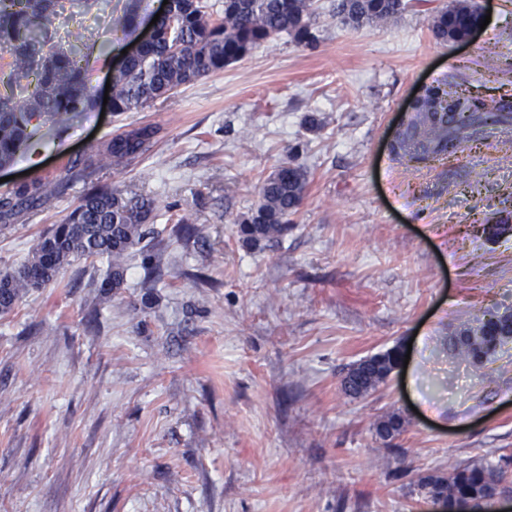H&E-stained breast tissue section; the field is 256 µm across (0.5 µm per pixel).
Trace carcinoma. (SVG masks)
I'll list each match as a JSON object with an SVG mask.
<instances>
[{
  "instance_id": "1",
  "label": "carcinoma",
  "mask_w": 512,
  "mask_h": 512,
  "mask_svg": "<svg viewBox=\"0 0 512 512\" xmlns=\"http://www.w3.org/2000/svg\"><path fill=\"white\" fill-rule=\"evenodd\" d=\"M56 0H0V51L11 57L9 93L0 94V166L10 165L35 135L37 123L47 121L58 131L78 114L94 107L88 86V65L81 63L77 45L57 40ZM408 0H336V18L360 27L395 18ZM314 0H224V16L212 17L203 0H170L168 10L154 24L155 34L125 67L112 77V111L133 112L158 100L167 101L177 89L233 64L253 48L283 34L310 45ZM482 17L457 2L433 17L434 36L448 41V25L475 27ZM505 100L456 95L448 103V89L438 83L424 88L413 104L407 132L395 152L415 163H428L448 154V145L471 139L474 126L505 120ZM157 130L146 125L121 132L89 160L75 161L63 177L36 179L0 197V223L11 224L26 212L43 208L63 194L76 179L89 184L79 204L33 246L26 261L0 271V314L34 289L53 282L59 271L78 259L104 258L110 265L98 285L99 295L112 296L124 286L125 263L136 246L149 251L155 231L150 220L155 200L133 189L121 190L94 182L100 171L126 166L149 150ZM306 169L291 156L280 163L260 187V203L240 222L239 233L250 245L278 241L288 234L304 199ZM170 233L189 242L197 228L187 216ZM512 343V312L486 309L448 337V349L463 362L482 365L496 350ZM401 358L394 346L364 359L348 371L343 390L353 396L373 390ZM398 415L382 417L375 436L386 442L401 433ZM414 488H426L453 504L460 495L474 499L512 494V473L506 466L464 464L446 475H420Z\"/></svg>"
}]
</instances>
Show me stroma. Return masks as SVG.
<instances>
[{
  "label": "stroma",
  "instance_id": "obj_1",
  "mask_svg": "<svg viewBox=\"0 0 512 512\" xmlns=\"http://www.w3.org/2000/svg\"><path fill=\"white\" fill-rule=\"evenodd\" d=\"M452 2L413 0L353 28L319 0L313 45L283 35L169 101L39 126L35 150L0 169L3 195L15 174L44 177L118 132L160 128L149 152L101 174L164 208L156 287L135 248L109 301L105 263L77 260L0 314V512H417L418 472L512 458V343L497 383L448 351L480 309L512 305V140L480 127L415 170L394 152L418 88L512 101V0H477L491 21L463 45L432 32ZM162 3L139 0L131 35L129 0L62 12L59 40L94 34L96 97ZM292 154L309 178L295 225L249 246L238 222ZM84 189L0 225V271ZM185 215L189 244L167 232ZM493 224L509 230L488 237ZM397 344L411 347L404 372L365 397L342 392L347 367ZM387 413L404 420L388 446L374 433Z\"/></svg>",
  "mask_w": 512,
  "mask_h": 512
}]
</instances>
